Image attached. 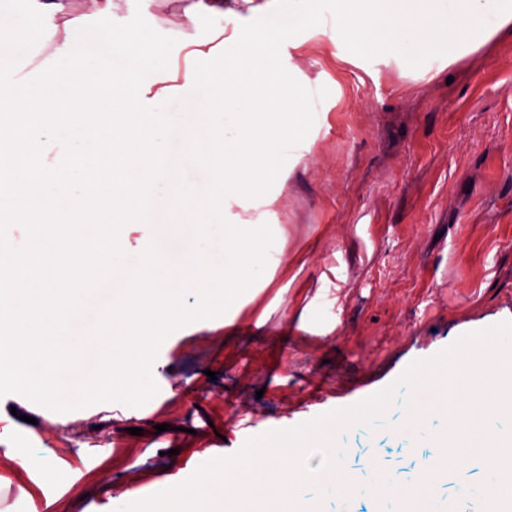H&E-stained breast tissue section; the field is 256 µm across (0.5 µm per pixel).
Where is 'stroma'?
Listing matches in <instances>:
<instances>
[{"instance_id": "obj_1", "label": "stroma", "mask_w": 512, "mask_h": 512, "mask_svg": "<svg viewBox=\"0 0 512 512\" xmlns=\"http://www.w3.org/2000/svg\"><path fill=\"white\" fill-rule=\"evenodd\" d=\"M332 21L280 49L329 95L307 154L273 186L286 241L270 285L233 325L219 316L167 338L151 403L56 413L0 396V451L29 460L0 475V512H121L126 489L181 483L249 437L351 407L463 334L512 321V31L416 77L334 48ZM404 419L396 396L375 425L340 430L346 468L368 456L412 477Z\"/></svg>"}]
</instances>
